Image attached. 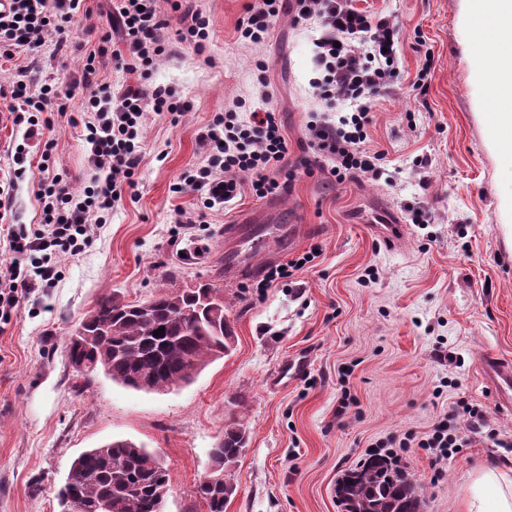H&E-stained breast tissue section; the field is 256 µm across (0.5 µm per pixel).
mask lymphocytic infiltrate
Wrapping results in <instances>:
<instances>
[{"label":"lymphocytic infiltrate","instance_id":"f902f5d3","mask_svg":"<svg viewBox=\"0 0 512 512\" xmlns=\"http://www.w3.org/2000/svg\"><path fill=\"white\" fill-rule=\"evenodd\" d=\"M86 0H9L0 10V58L24 53L38 56L50 51L66 52L63 34L84 9ZM283 0H255L238 27L239 38L249 45L265 41ZM181 26L171 29L169 19L158 9V0H112L109 29L100 45L84 57L82 83L90 92L81 107L89 116L84 127L91 146L89 184L74 192L70 182L55 173L48 161L38 164L40 178L35 197L39 221L12 224L7 229L4 250L8 262L0 264V324L9 323L21 299L36 289L52 287L60 278L59 260L84 252L102 211L121 200L142 161L140 132L148 112L178 118L187 105L176 89L151 85L148 78L161 57L189 44L204 48L212 23L202 10L173 0ZM294 23L315 19L321 36L315 40V65L319 73L312 87L325 111L307 124L310 155L287 161L288 142L274 107L243 112L230 109L216 113L201 132L204 153L199 162L183 172L172 189L199 192L203 212L176 210L173 221L183 235L195 237L207 221V210L236 199L243 184H250L260 198L284 190L297 171L311 169L314 162L329 163L336 182L368 176H383L379 154L365 147L366 128L375 101L390 92L398 65V33L389 18L372 16L356 8L352 0H294ZM111 56L122 71L137 75L138 85L113 91L99 81V64ZM20 104L16 122L27 123V137L52 130L51 113L59 100L55 83L37 78L29 68L18 69L9 88L0 87V98ZM353 105L352 113L332 118L338 103ZM479 412L458 402L453 417L442 418L425 445L443 461L465 447L461 421H473Z\"/></svg>","mask_w":512,"mask_h":512}]
</instances>
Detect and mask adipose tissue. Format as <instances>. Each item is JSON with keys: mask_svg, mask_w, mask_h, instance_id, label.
I'll return each mask as SVG.
<instances>
[{"mask_svg": "<svg viewBox=\"0 0 512 512\" xmlns=\"http://www.w3.org/2000/svg\"><path fill=\"white\" fill-rule=\"evenodd\" d=\"M498 18L496 31L482 37L478 53L488 64L475 76L479 85L493 87L500 98L512 99V0H465L466 21L480 20L486 11ZM467 512H512V471L498 464L477 470Z\"/></svg>", "mask_w": 512, "mask_h": 512, "instance_id": "ef3b65f1", "label": "adipose tissue"}]
</instances>
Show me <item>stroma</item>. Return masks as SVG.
Here are the masks:
<instances>
[{
  "instance_id": "stroma-1",
  "label": "stroma",
  "mask_w": 512,
  "mask_h": 512,
  "mask_svg": "<svg viewBox=\"0 0 512 512\" xmlns=\"http://www.w3.org/2000/svg\"><path fill=\"white\" fill-rule=\"evenodd\" d=\"M251 0H197L212 20L203 49L187 45L163 58L150 82L175 88L189 108L171 120L150 115L142 130L143 160L134 187L103 215L85 251L60 260L61 278L21 302L0 330V512H59L55 491L83 451L113 440L145 445L165 463V512H206L195 486L212 471L210 450L234 414L249 443L233 478L225 512H341L336 486L380 448L425 496V512H466L472 473L512 462V411L499 407L480 370L485 356L512 363V143L493 135V91L474 83L483 60L477 26L464 23V0H354L389 17L399 30L401 74L379 100L366 146L384 155L392 182L359 177L335 182L326 172H298L284 192L259 199L243 189L213 211L198 240H177L175 210L196 211L197 193L173 192L202 152L199 134L215 113L245 101L270 102L282 117L288 156L309 153L307 123L318 107L311 81L317 22L273 20L266 42L243 44L237 28ZM88 12L66 31L68 57H14L0 64V85L30 65L65 92L67 118H56L52 160L78 182L90 147L78 121L84 88L74 87L92 33L102 32L110 0H87ZM437 60L425 93L412 89L419 46ZM263 61L269 100L254 84ZM8 101L0 100V168L18 145L31 167L14 178L13 214L32 223L41 145L26 142ZM426 158L424 168L413 162ZM422 209L427 225L412 223ZM228 224L291 226L281 260L315 251L292 277L256 292L259 277L225 281L224 253L243 240ZM402 230L384 242L386 225ZM212 280L224 289L234 320L231 355L207 366L193 383L148 393L97 377L73 385L64 342L100 297L151 298L159 284L180 288ZM445 360H438V353ZM307 367L288 382L272 377L288 360ZM468 401L491 420L465 430L468 441L435 463L420 442L434 424ZM507 440V447L496 444Z\"/></svg>"
}]
</instances>
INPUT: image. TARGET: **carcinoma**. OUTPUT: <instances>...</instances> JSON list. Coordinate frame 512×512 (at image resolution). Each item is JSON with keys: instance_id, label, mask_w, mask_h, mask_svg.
<instances>
[{"instance_id": "carcinoma-1", "label": "carcinoma", "mask_w": 512, "mask_h": 512, "mask_svg": "<svg viewBox=\"0 0 512 512\" xmlns=\"http://www.w3.org/2000/svg\"><path fill=\"white\" fill-rule=\"evenodd\" d=\"M216 292L214 284L196 282L176 289L161 284L143 302L123 303L114 295L100 298L79 321L86 335L67 338L68 364H83L73 370L74 376L86 385L102 374L145 392L190 383L233 350V320L224 313V303H216ZM160 328L164 332L154 335ZM247 438L244 423L236 417L211 449L212 475L224 474V487L208 476L196 484L195 494L206 512H224L235 494L232 471ZM167 486L168 469L157 455L118 440L81 453L56 496L61 512H68L73 500L83 504L81 512H154L156 496ZM338 493L345 512H424V498L413 480L377 455L349 473Z\"/></svg>"}]
</instances>
